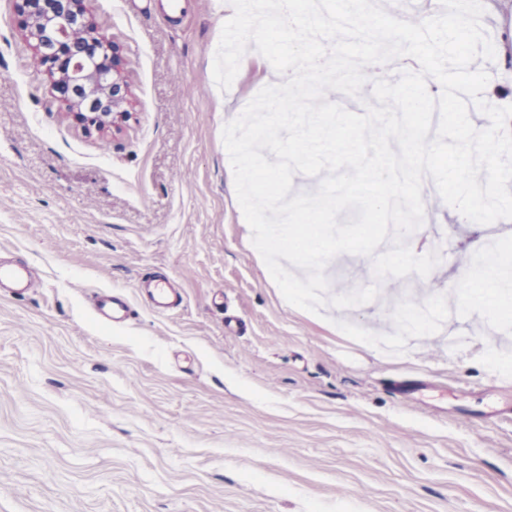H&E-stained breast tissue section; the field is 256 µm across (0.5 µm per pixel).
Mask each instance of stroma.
Wrapping results in <instances>:
<instances>
[{
    "label": "stroma",
    "instance_id": "obj_1",
    "mask_svg": "<svg viewBox=\"0 0 512 512\" xmlns=\"http://www.w3.org/2000/svg\"><path fill=\"white\" fill-rule=\"evenodd\" d=\"M121 48L132 106L108 135L55 101L11 0H0V260L34 286L0 290V512H512V298L477 317L464 275L512 244L423 192L429 276L402 299H447L438 332L389 354L346 321L394 333L370 301L321 315L286 302L246 230L222 141L266 70L246 51L213 78L228 0H89ZM504 87L512 0H483ZM183 298L159 314L140 283ZM328 296L380 286L373 260L325 267ZM119 290L121 325L91 295ZM234 317L226 326V317Z\"/></svg>",
    "mask_w": 512,
    "mask_h": 512
}]
</instances>
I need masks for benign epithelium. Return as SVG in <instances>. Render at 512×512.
<instances>
[{
    "instance_id": "obj_1",
    "label": "benign epithelium",
    "mask_w": 512,
    "mask_h": 512,
    "mask_svg": "<svg viewBox=\"0 0 512 512\" xmlns=\"http://www.w3.org/2000/svg\"><path fill=\"white\" fill-rule=\"evenodd\" d=\"M24 37L52 78L56 101L86 131L101 132L128 113L130 98L121 74L124 57L94 22L88 0H13ZM85 29V41L72 43L67 32Z\"/></svg>"
}]
</instances>
